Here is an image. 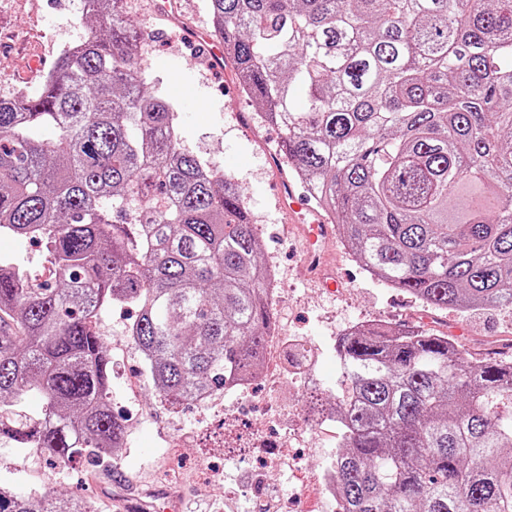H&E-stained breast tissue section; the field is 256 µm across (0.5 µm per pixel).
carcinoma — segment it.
Instances as JSON below:
<instances>
[{
  "mask_svg": "<svg viewBox=\"0 0 512 512\" xmlns=\"http://www.w3.org/2000/svg\"><path fill=\"white\" fill-rule=\"evenodd\" d=\"M86 2L79 51L0 99V235L43 243L55 279L36 288L0 260V435L63 465L110 464L125 438L104 305L139 309L127 335L170 405L249 374L272 326L232 177L146 93L124 0ZM207 2L240 86L369 274L435 309L512 307V0ZM336 355L337 512H512V360L415 326L356 327ZM30 393L43 410L22 422ZM0 512L93 507L5 485Z\"/></svg>",
  "mask_w": 512,
  "mask_h": 512,
  "instance_id": "1",
  "label": "carcinoma"
}]
</instances>
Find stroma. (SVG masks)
Masks as SVG:
<instances>
[{
    "instance_id": "35a3bbf8",
    "label": "stroma",
    "mask_w": 512,
    "mask_h": 512,
    "mask_svg": "<svg viewBox=\"0 0 512 512\" xmlns=\"http://www.w3.org/2000/svg\"><path fill=\"white\" fill-rule=\"evenodd\" d=\"M124 9L141 36L149 92L176 107L182 147L236 182L263 244L260 259L276 273L270 308L277 332L315 342L314 372L287 374L276 388L248 395L218 392L209 410L193 404L172 409L158 398L141 351L125 339L131 310L105 307L98 328L112 362L111 407L126 427L117 463L87 472L77 464L62 467L0 437V483L22 495L69 498L85 492L95 512H116L118 499L142 505V512H255L257 497L249 488L254 463L246 449L252 438L275 436L287 439L294 454L287 469L269 472L265 494L301 487V512H336L318 477L336 457L340 428L335 417L314 419L308 397L315 388L333 401L345 389L337 337L357 324L418 325L482 355L512 342V308L424 309L371 278L340 241L330 248L325 268L339 281L336 293L313 282L297 228L276 206L281 180H296L287 162L271 156L281 129L261 119L232 66L210 71L201 54L153 11L152 0H125ZM89 27L81 0H0V99L36 91L46 72L32 70V59L54 63L63 48L86 40ZM0 258L23 260L34 279L48 275L41 244L2 235Z\"/></svg>"
}]
</instances>
